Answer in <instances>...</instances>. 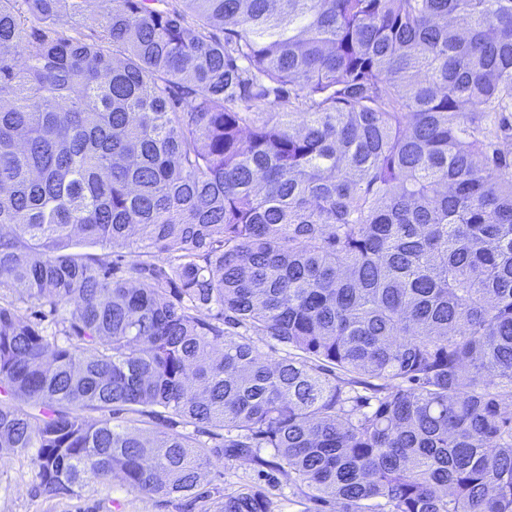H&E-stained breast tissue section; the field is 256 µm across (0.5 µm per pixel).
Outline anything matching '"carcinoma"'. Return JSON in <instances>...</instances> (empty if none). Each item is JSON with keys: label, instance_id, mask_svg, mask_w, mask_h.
<instances>
[{"label": "carcinoma", "instance_id": "cac0c4a2", "mask_svg": "<svg viewBox=\"0 0 512 512\" xmlns=\"http://www.w3.org/2000/svg\"><path fill=\"white\" fill-rule=\"evenodd\" d=\"M4 226L35 495L512 512V0H0ZM206 480L207 488L224 492L240 482L260 481L263 485H272L274 489V512H302L304 507L299 503L300 498L297 486L288 472L267 470L260 477L253 465L243 459L213 458L208 468Z\"/></svg>", "mask_w": 512, "mask_h": 512}]
</instances>
